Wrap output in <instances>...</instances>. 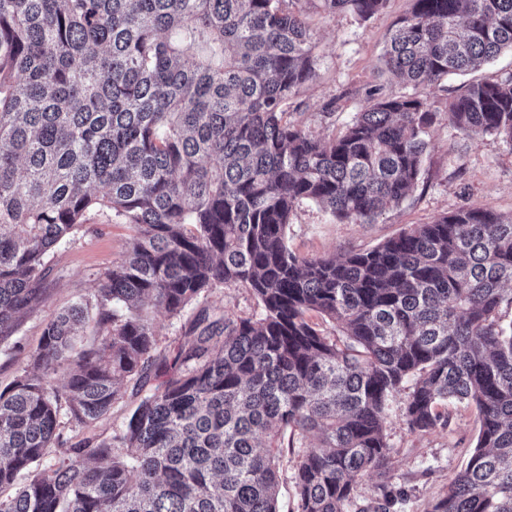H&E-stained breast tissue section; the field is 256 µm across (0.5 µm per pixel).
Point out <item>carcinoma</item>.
Returning a JSON list of instances; mask_svg holds the SVG:
<instances>
[{
	"instance_id": "cac0c4a2",
	"label": "carcinoma",
	"mask_w": 512,
	"mask_h": 512,
	"mask_svg": "<svg viewBox=\"0 0 512 512\" xmlns=\"http://www.w3.org/2000/svg\"><path fill=\"white\" fill-rule=\"evenodd\" d=\"M318 2L369 18L386 0ZM291 3L0 0V343L89 211L136 231L0 389V488L23 479L0 512H279L286 431L304 448L296 512H346L371 473L379 496L358 512H390L386 407L409 379L412 432L451 401L479 413L467 467L431 512H512V217L462 206L366 252H293L286 228L304 202L361 222L400 205L435 112L374 89L340 137L308 132L288 100L316 78V40ZM505 50L512 0H412L384 65L432 91ZM448 124L512 146V79L464 85ZM217 285L248 289L259 314L198 316L179 368L157 369L121 429L68 444L62 419L89 427L120 381L146 383L154 310L178 316ZM53 446L68 463L39 470Z\"/></svg>"
}]
</instances>
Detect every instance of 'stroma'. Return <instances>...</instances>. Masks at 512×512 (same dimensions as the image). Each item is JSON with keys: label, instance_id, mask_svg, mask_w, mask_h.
Here are the masks:
<instances>
[{"label": "stroma", "instance_id": "1", "mask_svg": "<svg viewBox=\"0 0 512 512\" xmlns=\"http://www.w3.org/2000/svg\"><path fill=\"white\" fill-rule=\"evenodd\" d=\"M410 0H387L368 19L349 11L324 13L312 0L306 19L318 41L315 81L288 102L304 127L318 137L340 136L346 123L366 103L367 90L379 87L388 95L410 87L386 71L383 55L386 36L405 15ZM512 78V52L462 76H451L427 95L437 118L428 128V149L421 175L406 200L387 208L374 222L342 221L307 202L298 207L287 227L288 246L306 258L343 256L371 250L411 227L428 224L467 206L512 216V147L492 138L453 129L448 124V101L461 86L478 81ZM134 235L112 211L89 213L74 236L55 247L48 261L52 285L48 296L15 334L14 344L0 346V387L8 385L26 364L25 353L35 347L45 321L81 296L95 292L97 276L119 262ZM259 308L243 288L220 286L194 300L179 316L165 311L155 315L158 351L174 357L190 322L199 314L246 317ZM408 388L390 398L386 433L391 445L389 475L404 496L394 512H429L467 465L479 429L476 409L464 403L448 406V421L425 433L410 432L402 412ZM140 395L133 382L122 385V397L102 419L87 428L65 427L64 438L77 443L86 437L106 439L123 425Z\"/></svg>", "mask_w": 512, "mask_h": 512}]
</instances>
